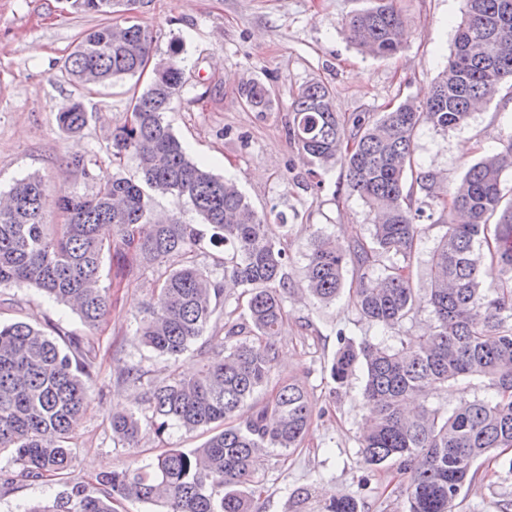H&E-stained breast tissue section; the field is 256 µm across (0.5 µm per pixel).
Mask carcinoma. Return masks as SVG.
<instances>
[{
    "label": "carcinoma",
    "instance_id": "cac0c4a2",
    "mask_svg": "<svg viewBox=\"0 0 512 512\" xmlns=\"http://www.w3.org/2000/svg\"><path fill=\"white\" fill-rule=\"evenodd\" d=\"M77 12L112 17L123 0H67ZM405 15L397 0H376L343 22L347 38L366 54L399 51ZM154 37L148 29L108 21L88 32L65 63V77L97 85L142 74ZM187 57L180 44L155 63L147 87L132 96L130 117L111 134L112 156L133 154L141 181L114 176L91 194L63 191L56 204L66 221L49 230L41 222L45 185L29 176L11 188L0 208V286L33 285L56 304L72 305L94 328L109 306L100 285L104 256L117 264L128 255L153 265L176 266L162 274L157 295L143 311L137 340L157 356L177 358L206 331L223 286L193 254L201 236L172 216L156 220L151 195L187 200L211 226L210 244L224 247L219 261L248 295L247 318L231 326L220 350L193 376L176 373L156 382L138 365L121 381L143 389L150 416L136 411L112 417V435L131 446L142 421L159 435L172 425L205 429L199 447L171 448L154 461L102 471L95 492L76 483L50 502L23 512H114L119 499L156 504L168 512H250L262 455L299 446L314 415L308 393L280 386L262 405H249L267 384L277 360L274 337L284 317L290 284L286 250L277 244L237 184L192 161L164 120L183 87ZM512 79V0H463L454 49L422 104L404 101L374 117H341L333 92L314 82L292 104L288 138L322 170L346 169L348 187L375 213L370 242L343 244L318 234L305 271L306 291L322 303L344 288L348 263L358 276L349 298L361 317L392 329L430 310L434 326L394 348L385 340L342 336L330 377L342 386L364 373L363 398L372 417L359 448L370 466L406 477V512H452L475 473L474 465L496 449L512 448V199L502 177L512 170V133L502 148L472 164L462 180L443 191L431 172H415L414 138L423 125L446 131L462 125L476 104ZM256 112L273 107L274 92L259 81L242 89ZM89 121L73 102L59 113L61 127L80 132ZM424 198L448 204L447 230L433 252L430 290L412 287L411 258L424 232ZM490 281L493 287L481 285ZM65 346L25 322L0 325V453L27 479H61L71 468L69 444L87 411L93 361L82 337L63 334ZM479 377L491 395L453 411L427 404L428 392L449 381ZM321 512H360L352 496L325 502Z\"/></svg>",
    "mask_w": 512,
    "mask_h": 512
}]
</instances>
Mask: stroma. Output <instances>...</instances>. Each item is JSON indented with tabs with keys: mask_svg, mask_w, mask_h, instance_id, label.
I'll return each mask as SVG.
<instances>
[{
	"mask_svg": "<svg viewBox=\"0 0 512 512\" xmlns=\"http://www.w3.org/2000/svg\"><path fill=\"white\" fill-rule=\"evenodd\" d=\"M375 0H136L112 16L113 23L147 27L153 55L166 57L173 41L182 42L188 65L184 86L165 115L189 157L214 175L236 180L274 238L288 254L292 286L284 302V324L275 343L278 360L267 387L254 397L263 403L279 385L295 383L309 395L315 414L296 451L262 457L258 492L251 512H319L325 499L351 495L361 512H403L405 497L396 472L367 465L359 436L369 416L363 401L362 375L336 387L329 367L339 347L337 336L385 337L400 346L427 332L434 320L422 310L401 326L384 331L358 314L347 296L322 304L302 289L304 272L317 234L342 242L369 239L373 216L347 186L346 172L335 166L321 188L310 185V164L287 134L291 104L303 86L321 82L331 87L338 113L378 114L405 100L425 101L454 48L461 0H400L406 17L401 50L374 59L351 45L343 31L345 18L374 6ZM100 16L73 12L65 0H0V192L18 179L41 176L49 201L47 224L63 223L53 199L62 189L82 193L120 175L140 180L132 155L113 160L109 135L128 115L134 90L145 87L124 78L79 87L62 76L69 53ZM271 85L276 106L257 112L241 101V87L251 81ZM77 99L89 115L79 133L65 132L57 114ZM512 133V85L502 84L469 119L454 129L421 127L415 137V160L421 172L436 174L441 188L454 187L467 168L499 150ZM95 162L92 178L69 165L71 157ZM154 212L176 215L198 225L204 240L194 255L203 268H214L218 252L186 200L153 194ZM426 233L413 260V286L430 288V261L445 232L448 216L442 205L429 209ZM161 265L133 264L121 272L103 260L100 279L112 304L94 330H87L68 307L49 301L35 287H0V323L24 321L43 331L58 327L86 337L94 354L87 414L72 442V466L66 482L16 479L0 485V512H22L30 502L53 500L67 484L95 487L104 470H120L132 461L148 462L171 448H194L207 435L171 427L164 435L144 428L136 447L112 435V416L136 408L137 389L121 383L119 371L137 364L151 379L171 372L196 373L203 350L217 346L232 323L247 313V297L238 288L224 292L200 340L174 360H162L140 346L135 331L151 302ZM489 391L482 379L438 387L428 402L451 410L463 401L481 400ZM477 473L454 502L452 512H499L512 502V448L496 461L477 462ZM307 488L309 499L296 506L292 493Z\"/></svg>",
	"mask_w": 512,
	"mask_h": 512,
	"instance_id": "stroma-1",
	"label": "stroma"
}]
</instances>
